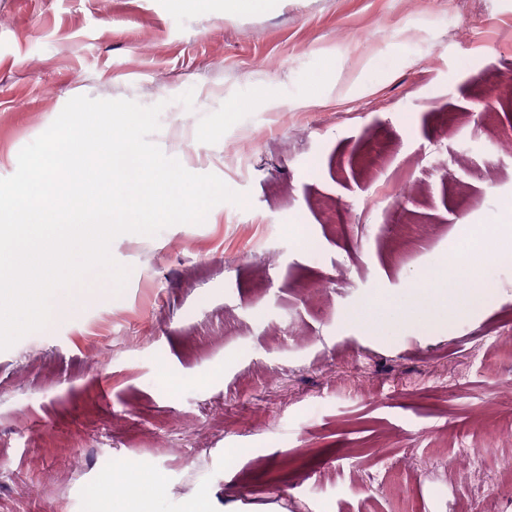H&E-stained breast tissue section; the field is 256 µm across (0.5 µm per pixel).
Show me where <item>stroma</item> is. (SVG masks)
Listing matches in <instances>:
<instances>
[{
	"instance_id": "1",
	"label": "stroma",
	"mask_w": 512,
	"mask_h": 512,
	"mask_svg": "<svg viewBox=\"0 0 512 512\" xmlns=\"http://www.w3.org/2000/svg\"><path fill=\"white\" fill-rule=\"evenodd\" d=\"M79 95L247 202L116 237L122 291L0 351V512H103L130 463L141 512H512V264L427 326L465 236L512 242V0H0V178Z\"/></svg>"
}]
</instances>
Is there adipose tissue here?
Here are the masks:
<instances>
[{"instance_id": "obj_1", "label": "adipose tissue", "mask_w": 512, "mask_h": 512, "mask_svg": "<svg viewBox=\"0 0 512 512\" xmlns=\"http://www.w3.org/2000/svg\"><path fill=\"white\" fill-rule=\"evenodd\" d=\"M497 263H512V247L497 250L493 255H485L473 239L462 241L456 250L452 264L455 270L468 281L467 288L462 291L461 298L448 302V318L433 317L430 325L436 329L449 330L455 325L458 318L470 313L474 308L490 301L493 297L488 282L483 277V267L486 260Z\"/></svg>"}]
</instances>
